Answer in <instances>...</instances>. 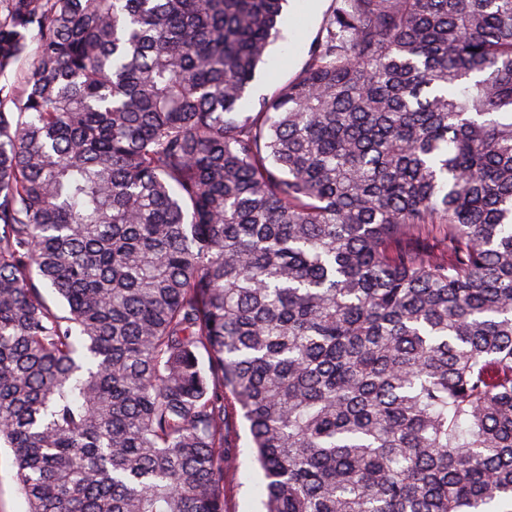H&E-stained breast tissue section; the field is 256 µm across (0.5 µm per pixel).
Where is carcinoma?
<instances>
[{"label":"carcinoma","mask_w":512,"mask_h":512,"mask_svg":"<svg viewBox=\"0 0 512 512\" xmlns=\"http://www.w3.org/2000/svg\"><path fill=\"white\" fill-rule=\"evenodd\" d=\"M0 0V445L28 512H512V0ZM61 299L46 301L33 275ZM318 1H289V5L283 11L279 25L280 36L270 47L265 63L261 64L258 69L252 99L257 100L263 95H269L273 91L286 86L305 66L309 58L311 43L321 30L329 2L328 0L321 1L317 13L313 16H309L305 9L301 7V4L306 2L305 7L310 12H315L318 8ZM289 15L294 17L293 24L302 36V47L296 50L291 49L290 53L286 50L283 37L285 21ZM282 56L285 59H282ZM247 437L246 423L239 418L234 439L237 448H229L236 457V467L224 487L227 512H258L262 508L265 481L262 472L251 461Z\"/></svg>","instance_id":"cac0c4a2"}]
</instances>
